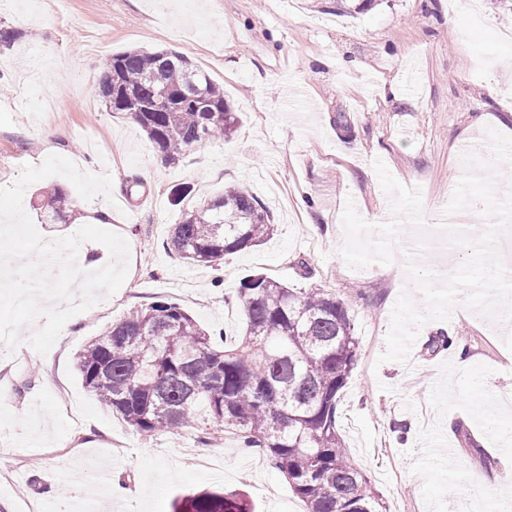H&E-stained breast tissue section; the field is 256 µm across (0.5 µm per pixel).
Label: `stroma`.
I'll use <instances>...</instances> for the list:
<instances>
[{"instance_id": "obj_1", "label": "stroma", "mask_w": 512, "mask_h": 512, "mask_svg": "<svg viewBox=\"0 0 512 512\" xmlns=\"http://www.w3.org/2000/svg\"><path fill=\"white\" fill-rule=\"evenodd\" d=\"M49 0L39 13L0 0V25L20 31L0 52V187L22 165L49 155L80 170L106 171L110 198L85 200L64 177L76 214L46 223L67 237L107 212L105 229L124 236L130 263L122 286L72 316L48 354L21 345L0 351V512H59L98 491L108 512H172L174 499L201 489L242 491L256 512H305L287 480L260 451L221 433L190 428L147 437L113 415L81 383L76 353L128 310L177 303L216 343L242 333L238 289L261 273L291 288H322L348 310L359 339L340 397L338 427L355 464L386 512H493L512 492V409L492 405L512 391V332L456 306L419 331L408 361H381L391 314L406 280L404 256L364 269L338 254L341 213L361 217L389 203L372 166L381 160L421 191L424 213L448 205L463 176L458 146L483 143L486 128L512 137V0ZM187 55L223 87L238 115L228 140L164 162L141 127L106 108L102 64L128 50ZM48 129L58 137L45 139ZM187 186L174 202L171 190ZM247 189L270 211L275 231L213 267L185 263L166 246L181 210ZM466 352L434 348L440 333ZM82 411L73 431L64 400ZM194 455L219 456L218 470ZM502 480L477 488L470 476ZM125 493L108 497L103 484Z\"/></svg>"}]
</instances>
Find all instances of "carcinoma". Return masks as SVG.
<instances>
[{
	"label": "carcinoma",
	"instance_id": "carcinoma-1",
	"mask_svg": "<svg viewBox=\"0 0 512 512\" xmlns=\"http://www.w3.org/2000/svg\"><path fill=\"white\" fill-rule=\"evenodd\" d=\"M99 94L111 111L138 122L169 165L236 129L224 88L180 53L112 55ZM33 207L52 220L71 210L55 186L38 193ZM273 232L268 211L244 189L230 187L206 206L183 212L168 248L206 264ZM238 297L245 331L222 347L174 302L129 313L79 352L84 387L148 437L200 423L235 435L241 447L271 459L307 512H380L338 430L339 395L359 351L343 303L322 288L297 291L263 274L246 277ZM172 509L254 512L240 491L189 493Z\"/></svg>",
	"mask_w": 512,
	"mask_h": 512
}]
</instances>
